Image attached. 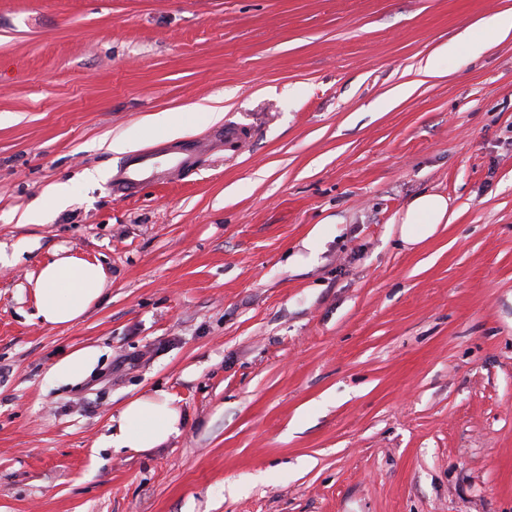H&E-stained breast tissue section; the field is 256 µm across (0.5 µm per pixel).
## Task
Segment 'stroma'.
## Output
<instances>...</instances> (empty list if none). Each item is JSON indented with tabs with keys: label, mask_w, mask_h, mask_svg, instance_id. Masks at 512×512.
<instances>
[{
	"label": "stroma",
	"mask_w": 512,
	"mask_h": 512,
	"mask_svg": "<svg viewBox=\"0 0 512 512\" xmlns=\"http://www.w3.org/2000/svg\"><path fill=\"white\" fill-rule=\"evenodd\" d=\"M508 10L0 0V512H512V38H460ZM200 104L246 146L132 197L82 180L113 137L164 142L149 115L206 137ZM60 182L69 205L22 223ZM425 192L458 217L409 248ZM61 248L112 286L51 328L29 279ZM86 347V379L48 382ZM155 390L181 434L102 447ZM183 112H159L144 121L147 130L161 129L169 136L177 135L182 130Z\"/></svg>",
	"instance_id": "obj_1"
}]
</instances>
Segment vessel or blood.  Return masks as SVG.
I'll return each mask as SVG.
<instances>
[{
	"instance_id": "obj_1",
	"label": "vessel or blood",
	"mask_w": 512,
	"mask_h": 512,
	"mask_svg": "<svg viewBox=\"0 0 512 512\" xmlns=\"http://www.w3.org/2000/svg\"><path fill=\"white\" fill-rule=\"evenodd\" d=\"M239 139L238 125L229 123L200 141L182 145L163 143L130 154L113 171L111 191L116 195L130 196L146 186L179 179L196 163L202 152L220 150L224 144Z\"/></svg>"
}]
</instances>
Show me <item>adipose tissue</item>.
Returning a JSON list of instances; mask_svg holds the SVG:
<instances>
[{
  "instance_id": "adipose-tissue-1",
  "label": "adipose tissue",
  "mask_w": 512,
  "mask_h": 512,
  "mask_svg": "<svg viewBox=\"0 0 512 512\" xmlns=\"http://www.w3.org/2000/svg\"><path fill=\"white\" fill-rule=\"evenodd\" d=\"M447 198L439 193L414 197L400 216L401 239L417 246L436 235L441 225L452 223ZM30 285L35 316L45 326L69 325L82 319L109 286L103 266L95 261L57 250L43 263ZM182 411L167 392L154 391L128 400L110 419L106 447L138 454L179 436Z\"/></svg>"
}]
</instances>
